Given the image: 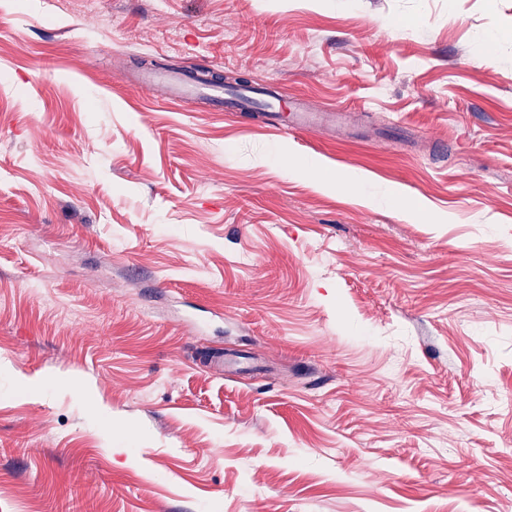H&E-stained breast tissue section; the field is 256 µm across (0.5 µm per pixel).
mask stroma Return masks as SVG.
Segmentation results:
<instances>
[{
	"instance_id": "obj_1",
	"label": "stroma",
	"mask_w": 512,
	"mask_h": 512,
	"mask_svg": "<svg viewBox=\"0 0 512 512\" xmlns=\"http://www.w3.org/2000/svg\"><path fill=\"white\" fill-rule=\"evenodd\" d=\"M0 512H512V0H0ZM142 86L150 91L159 87L164 88L166 94L173 92L180 98L185 95H195L213 102L220 101L224 103V109L227 107L235 112H253L261 108L271 126L284 129L289 133L308 132L327 122L336 124L338 115L334 109L325 112H309L302 102L295 101L291 122L286 124L280 114L284 111V103L272 88L258 86L226 92L223 85L209 80L206 73H196L181 79L166 72H151L143 77Z\"/></svg>"
}]
</instances>
